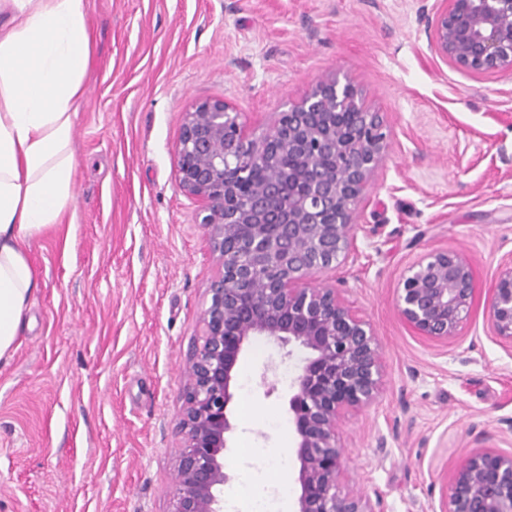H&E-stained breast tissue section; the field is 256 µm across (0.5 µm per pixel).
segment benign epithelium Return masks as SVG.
<instances>
[{"label":"benign epithelium","instance_id":"obj_1","mask_svg":"<svg viewBox=\"0 0 512 512\" xmlns=\"http://www.w3.org/2000/svg\"><path fill=\"white\" fill-rule=\"evenodd\" d=\"M429 46L461 71L512 70V0H437ZM387 149L379 113L365 109L357 87L335 73L314 81L260 140L223 100L185 113L175 175L204 204L215 274L185 364L169 512H224L232 387L257 336L308 352L288 399L299 463L296 512H383L376 490L345 487L340 429L378 397L377 338L319 277L357 250L354 216ZM474 291L469 258L434 251L400 280L396 307L419 335L446 344L467 321ZM488 321L512 347V256L500 264ZM439 512H512V453L468 454Z\"/></svg>","mask_w":512,"mask_h":512}]
</instances>
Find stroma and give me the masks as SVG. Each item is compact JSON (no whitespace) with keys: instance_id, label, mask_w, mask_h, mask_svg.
<instances>
[{"instance_id":"obj_1","label":"stroma","mask_w":512,"mask_h":512,"mask_svg":"<svg viewBox=\"0 0 512 512\" xmlns=\"http://www.w3.org/2000/svg\"><path fill=\"white\" fill-rule=\"evenodd\" d=\"M434 3L84 0L74 200L30 242L39 288L0 361V512H169L183 365L214 274L203 211L175 176L183 115L221 99L259 139L337 71L391 130L354 218L358 252L322 277L372 325L382 359L377 400L341 424L349 482L377 489L384 512H438L477 437L512 451V349L487 323L512 252V71L472 75L436 56ZM441 248L465 253L475 279L445 346L395 306L408 267ZM304 356L262 339L243 355L224 512L296 501L281 375Z\"/></svg>"}]
</instances>
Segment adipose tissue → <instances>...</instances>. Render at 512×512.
Returning a JSON list of instances; mask_svg holds the SVG:
<instances>
[{"instance_id":"1","label":"adipose tissue","mask_w":512,"mask_h":512,"mask_svg":"<svg viewBox=\"0 0 512 512\" xmlns=\"http://www.w3.org/2000/svg\"><path fill=\"white\" fill-rule=\"evenodd\" d=\"M91 38L84 0H0V360L38 288L30 240L73 201L71 149Z\"/></svg>"}]
</instances>
